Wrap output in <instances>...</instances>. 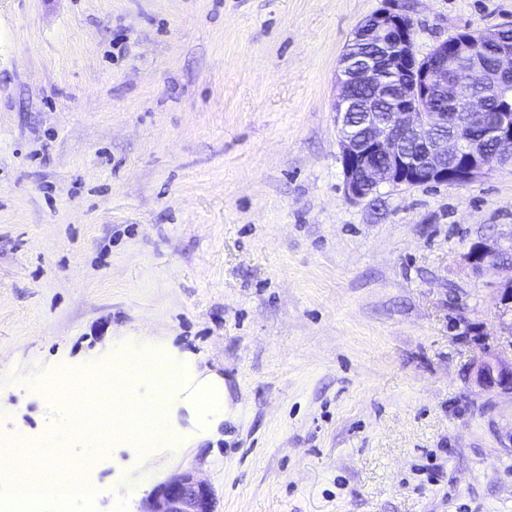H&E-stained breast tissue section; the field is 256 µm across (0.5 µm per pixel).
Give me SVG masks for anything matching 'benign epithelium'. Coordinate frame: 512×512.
Returning <instances> with one entry per match:
<instances>
[{
  "mask_svg": "<svg viewBox=\"0 0 512 512\" xmlns=\"http://www.w3.org/2000/svg\"><path fill=\"white\" fill-rule=\"evenodd\" d=\"M358 47L372 45L385 51V65L364 53L340 60L333 104L339 155L346 192L364 199L384 184L465 186L499 166H512V108L489 111V95H512V46L501 43L496 29L480 39L497 48L496 66L486 70L472 62L464 75L448 79V61L469 58V39L442 41L419 58L405 48L414 38V23L406 15L384 7L354 31ZM413 82L400 89V104L391 112H365L367 139L356 140L350 123L355 113L350 96L353 84L366 86L380 97L388 78L404 70ZM446 94L462 106L460 112H434L426 106L431 93ZM501 249L485 241L474 243L467 260L475 269L502 263ZM476 383L495 385L512 393V362L487 357L479 362ZM142 512H213L211 489L189 471L155 488Z\"/></svg>",
  "mask_w": 512,
  "mask_h": 512,
  "instance_id": "obj_1",
  "label": "benign epithelium"
}]
</instances>
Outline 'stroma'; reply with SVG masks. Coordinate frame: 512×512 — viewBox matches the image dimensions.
I'll return each instance as SVG.
<instances>
[{"instance_id": "stroma-1", "label": "stroma", "mask_w": 512, "mask_h": 512, "mask_svg": "<svg viewBox=\"0 0 512 512\" xmlns=\"http://www.w3.org/2000/svg\"><path fill=\"white\" fill-rule=\"evenodd\" d=\"M384 0H0V438L112 488L195 469L215 512H512V166L346 193L332 105ZM427 55L512 26V0H395ZM152 336L226 388L184 447L55 429L59 371ZM45 376L48 389L27 381ZM57 501L40 512H59ZM498 246L487 243L485 241H479L474 243L468 253L467 260L474 269H482L486 265H496L505 263L502 261L501 256L504 254ZM475 380L483 389L496 385L505 392L512 393V362L504 363L487 357L477 365Z\"/></svg>"}]
</instances>
